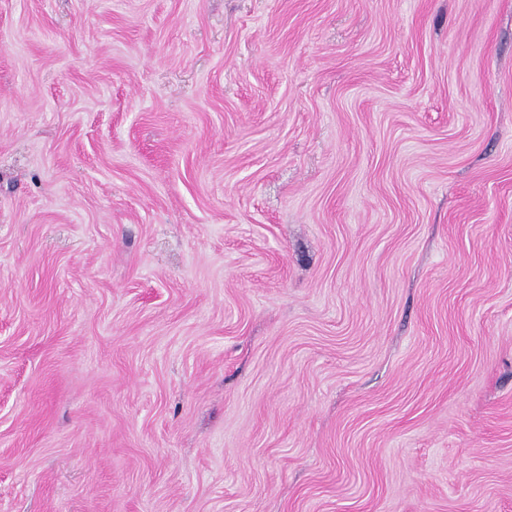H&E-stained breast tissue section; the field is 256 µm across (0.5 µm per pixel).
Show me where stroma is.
Returning <instances> with one entry per match:
<instances>
[{
	"instance_id": "stroma-1",
	"label": "stroma",
	"mask_w": 512,
	"mask_h": 512,
	"mask_svg": "<svg viewBox=\"0 0 512 512\" xmlns=\"http://www.w3.org/2000/svg\"><path fill=\"white\" fill-rule=\"evenodd\" d=\"M0 512H512V0H0Z\"/></svg>"
}]
</instances>
